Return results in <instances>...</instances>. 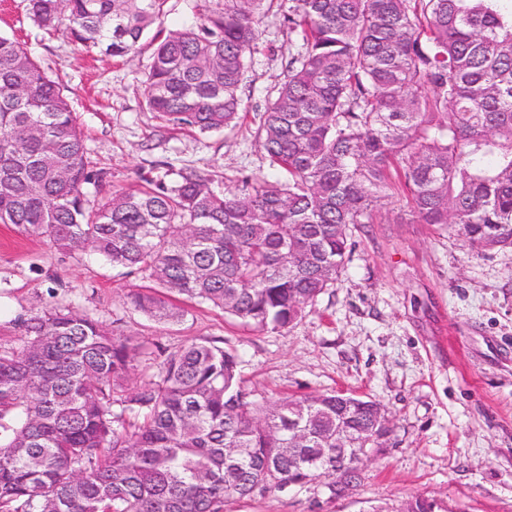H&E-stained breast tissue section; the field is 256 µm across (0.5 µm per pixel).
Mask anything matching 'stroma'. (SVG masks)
Here are the masks:
<instances>
[{
    "instance_id": "35a3bbf8",
    "label": "stroma",
    "mask_w": 512,
    "mask_h": 512,
    "mask_svg": "<svg viewBox=\"0 0 512 512\" xmlns=\"http://www.w3.org/2000/svg\"><path fill=\"white\" fill-rule=\"evenodd\" d=\"M264 43L241 88L235 127L175 128L145 109L155 49L118 61L89 53L64 30L47 33L24 0H0V33L16 39L64 88L104 178L102 203L142 177L175 184L185 169L218 190L275 172L254 135L299 45L277 11L262 18ZM400 196L353 232L352 258L305 317L274 332L243 328L222 310L189 307L161 324L127 304L144 285L90 252L64 254L46 239L0 224V344L19 346L18 315L70 303L121 336L175 349L222 341L241 360L249 390L275 399L343 390L371 398L393 419L391 445L367 464L360 486L330 498L317 482L225 502L224 512H395L415 498L437 512H512V248L471 255L456 232L405 221Z\"/></svg>"
}]
</instances>
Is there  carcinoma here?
I'll return each mask as SVG.
<instances>
[{
    "label": "carcinoma",
    "instance_id": "carcinoma-1",
    "mask_svg": "<svg viewBox=\"0 0 512 512\" xmlns=\"http://www.w3.org/2000/svg\"><path fill=\"white\" fill-rule=\"evenodd\" d=\"M213 2L197 26L156 31L146 109L202 132L235 123L276 6L300 50L257 138L284 178L218 194L189 170L92 206L86 187L102 172L60 83L0 35V224L145 275L127 301L159 323L205 303L258 333L303 318L350 259L352 229L394 194L411 222L454 230L474 255L512 248V0ZM166 3L27 10L124 59ZM15 326L21 345H0V512H224L317 479L334 498L360 484L363 463L336 482V426L360 448L391 433L375 402L349 393L253 400L238 356L209 341L153 349L63 303ZM139 361L147 374L131 388ZM290 417L305 436L294 446Z\"/></svg>",
    "mask_w": 512,
    "mask_h": 512
}]
</instances>
